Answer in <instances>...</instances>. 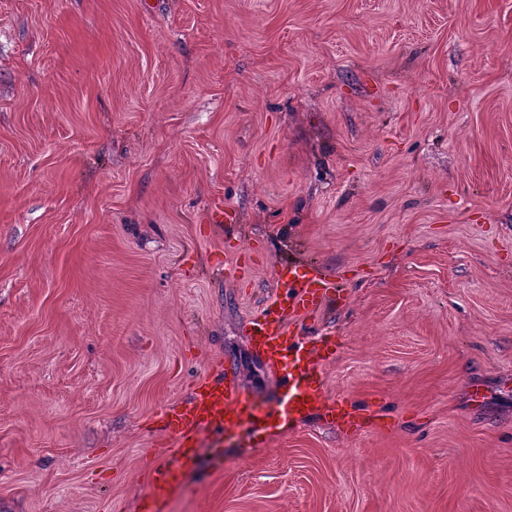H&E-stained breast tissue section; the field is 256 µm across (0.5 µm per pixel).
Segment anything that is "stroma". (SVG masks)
Listing matches in <instances>:
<instances>
[{"label":"stroma","mask_w":512,"mask_h":512,"mask_svg":"<svg viewBox=\"0 0 512 512\" xmlns=\"http://www.w3.org/2000/svg\"><path fill=\"white\" fill-rule=\"evenodd\" d=\"M298 263L356 425L201 437L155 507L199 380L277 397ZM0 512H512V0H0Z\"/></svg>","instance_id":"stroma-1"}]
</instances>
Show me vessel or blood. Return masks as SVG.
Here are the masks:
<instances>
[{
	"mask_svg": "<svg viewBox=\"0 0 512 512\" xmlns=\"http://www.w3.org/2000/svg\"><path fill=\"white\" fill-rule=\"evenodd\" d=\"M278 286L260 315L250 319L248 333L257 355L268 366L283 370L279 397L264 401L240 396L233 380L222 374L202 379L190 401L178 406L170 420L174 452L170 465L157 471L152 481L153 500H166L176 488L177 471L194 464L201 433L220 438L259 432L325 408L317 373L320 362L329 357L327 347L294 335L288 323L319 313L340 300L341 293L309 265H293L280 272Z\"/></svg>",
	"mask_w": 512,
	"mask_h": 512,
	"instance_id": "1",
	"label": "vessel or blood"
}]
</instances>
